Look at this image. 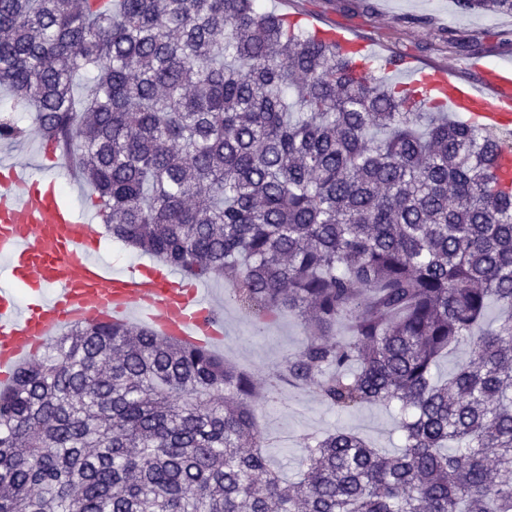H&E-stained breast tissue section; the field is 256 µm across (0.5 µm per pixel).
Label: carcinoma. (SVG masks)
<instances>
[{"label":"carcinoma","mask_w":512,"mask_h":512,"mask_svg":"<svg viewBox=\"0 0 512 512\" xmlns=\"http://www.w3.org/2000/svg\"><path fill=\"white\" fill-rule=\"evenodd\" d=\"M390 62L260 0H0V86L112 237L309 325L261 388L142 324L69 328L0 391V512H512V143ZM285 386L396 408L399 452L307 434L288 481L260 423Z\"/></svg>","instance_id":"cac0c4a2"}]
</instances>
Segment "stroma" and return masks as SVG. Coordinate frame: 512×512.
Segmentation results:
<instances>
[{"mask_svg":"<svg viewBox=\"0 0 512 512\" xmlns=\"http://www.w3.org/2000/svg\"><path fill=\"white\" fill-rule=\"evenodd\" d=\"M264 9L280 14L303 13L313 22L334 24L372 43L377 58L399 54L419 68L447 69L458 82L478 84L480 77L466 66V55L448 50V34L480 43L476 52L491 66L512 63V15L465 13L455 0H262ZM206 288L224 311V342L220 354L264 378L289 353L297 351L306 334L301 322L283 316L256 328L253 318L231 300L228 284L210 279ZM265 429H281L284 445L270 449L274 464L293 475L300 463L302 435L343 427L375 446L396 451L400 444L393 411L366 406L339 416L313 390L286 391L276 407L265 412Z\"/></svg>","mask_w":512,"mask_h":512,"instance_id":"35a3bbf8","label":"stroma"}]
</instances>
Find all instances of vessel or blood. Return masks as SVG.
<instances>
[{
  "instance_id": "b4317fda",
  "label": "vessel or blood",
  "mask_w": 512,
  "mask_h": 512,
  "mask_svg": "<svg viewBox=\"0 0 512 512\" xmlns=\"http://www.w3.org/2000/svg\"><path fill=\"white\" fill-rule=\"evenodd\" d=\"M477 70L478 87L459 84L444 69L428 81L450 110L491 130L511 127L512 66ZM97 251L89 217L60 200L54 180L0 161V268L28 288L23 301L0 289L1 389L12 385L19 365L77 324L137 322L195 345L223 341L224 319L206 289L158 266L112 272Z\"/></svg>"
}]
</instances>
